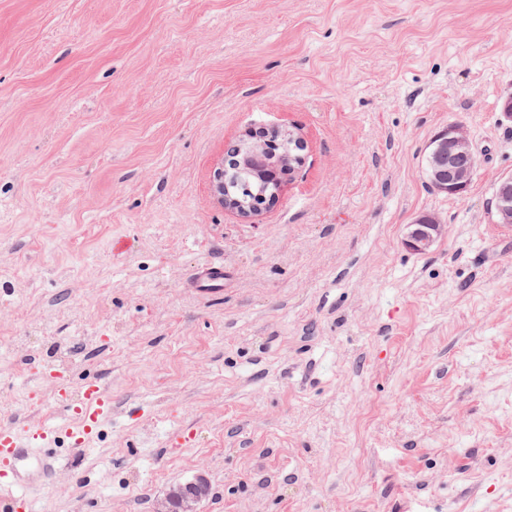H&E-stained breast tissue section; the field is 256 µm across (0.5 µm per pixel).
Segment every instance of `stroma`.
<instances>
[{"label": "stroma", "instance_id": "35a3bbf8", "mask_svg": "<svg viewBox=\"0 0 512 512\" xmlns=\"http://www.w3.org/2000/svg\"><path fill=\"white\" fill-rule=\"evenodd\" d=\"M510 95L512 0H0V422L67 426L57 349L116 402L39 512L200 471V512H512ZM451 123L456 198L422 170ZM257 127L305 164L246 218L210 180ZM476 168V154L460 125L448 124L426 147L423 157L426 182L448 197H460L467 192ZM491 211L496 223L512 224V173L497 181L491 198ZM447 233V226L435 214H424L407 224L404 246L414 253H427ZM192 286L203 294L224 290V263L216 260L202 263L192 279Z\"/></svg>", "mask_w": 512, "mask_h": 512}]
</instances>
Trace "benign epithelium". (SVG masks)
<instances>
[{
  "instance_id": "1",
  "label": "benign epithelium",
  "mask_w": 512,
  "mask_h": 512,
  "mask_svg": "<svg viewBox=\"0 0 512 512\" xmlns=\"http://www.w3.org/2000/svg\"><path fill=\"white\" fill-rule=\"evenodd\" d=\"M305 148L301 138L279 128L249 130L241 140L240 157L233 164L234 174L226 177L227 169L220 165L213 171L211 188L215 199L245 217L258 216L274 206L283 182L248 192L242 200L233 198L229 186L238 182L248 171H262L276 166L282 175L293 176L305 158L290 152V144ZM477 168L476 154L462 126L450 124L429 141L423 157L426 182L450 197H460L469 189ZM491 211L498 224H512V173L497 181L491 198ZM447 233V225L435 214H424L407 225L404 246L423 254ZM209 485L204 473L192 480L170 487L158 500L154 512H198L201 501L208 495Z\"/></svg>"
}]
</instances>
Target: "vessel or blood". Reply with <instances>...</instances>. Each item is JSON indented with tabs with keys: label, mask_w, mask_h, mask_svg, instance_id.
<instances>
[{
	"label": "vessel or blood",
	"mask_w": 512,
	"mask_h": 512,
	"mask_svg": "<svg viewBox=\"0 0 512 512\" xmlns=\"http://www.w3.org/2000/svg\"><path fill=\"white\" fill-rule=\"evenodd\" d=\"M192 285L204 294L222 291L223 262L202 263ZM58 384L56 401L72 420L68 428L0 423V512H36L34 493L39 485L50 483L58 448L68 445L84 450L112 416V391L105 384L88 383L75 392L66 378H59Z\"/></svg>",
	"instance_id": "vessel-or-blood-1"
}]
</instances>
